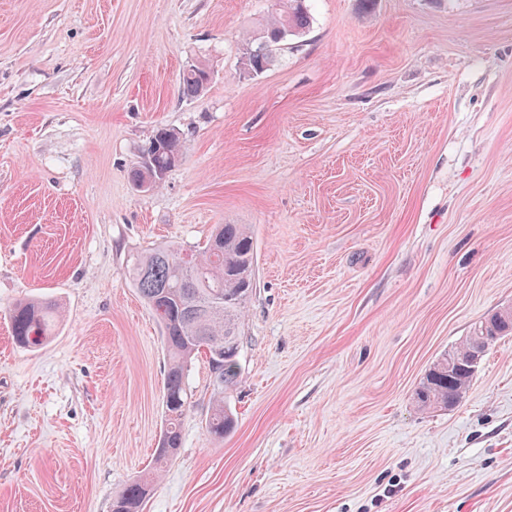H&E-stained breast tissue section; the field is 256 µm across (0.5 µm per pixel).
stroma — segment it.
<instances>
[{"label": "stroma", "instance_id": "stroma-1", "mask_svg": "<svg viewBox=\"0 0 512 512\" xmlns=\"http://www.w3.org/2000/svg\"><path fill=\"white\" fill-rule=\"evenodd\" d=\"M0 0V512H111L163 426V332L132 255L246 224L257 254L211 439L205 356L143 512H512V335L463 398L414 391L512 306V0ZM202 64L204 93L180 75ZM182 163L131 171L157 128ZM50 296L41 348L4 309ZM271 20L257 38L245 40L242 60L245 70L258 75L270 66L272 47L282 42L288 35H300L309 27V16L305 0H275ZM154 141H158L156 148L152 151ZM146 153H151L152 158L149 163L144 162L132 172L134 183L143 187L145 185L156 187L162 183L167 176L182 160V145L179 133L175 130L162 128L159 129L149 143ZM179 163L175 164V159Z\"/></svg>", "mask_w": 512, "mask_h": 512}]
</instances>
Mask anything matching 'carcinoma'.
<instances>
[{
    "label": "carcinoma",
    "mask_w": 512,
    "mask_h": 512,
    "mask_svg": "<svg viewBox=\"0 0 512 512\" xmlns=\"http://www.w3.org/2000/svg\"><path fill=\"white\" fill-rule=\"evenodd\" d=\"M305 0H275V9L261 36L245 40L242 60L252 74L270 66L272 47L290 35H300L309 27ZM184 74L182 94L195 97L207 88L203 75ZM147 152L150 162L132 172L134 183L156 187L182 158L179 133L162 128L156 132ZM256 251L252 234L243 224H217L206 247L188 251L173 245H158L137 255L128 269L129 278L139 295L159 320L164 346L169 356L163 381L164 426L156 456V468L171 460L182 445V421L187 414L188 368L198 354H205L214 377V397L207 433L222 439L235 427V418L224 404V389L239 376L240 325L245 304L254 288ZM218 293L224 295V307L201 312L197 307ZM12 334L17 343L37 347L46 343L59 317L56 304L48 299L19 302L8 309ZM484 332L476 327L458 346L445 352L429 368L414 392L416 406L422 410L448 407V395L458 383L470 384L472 377L458 372L468 365L469 351L481 342ZM157 473L132 480L112 499V512H142Z\"/></svg>",
    "instance_id": "cac0c4a2"
}]
</instances>
